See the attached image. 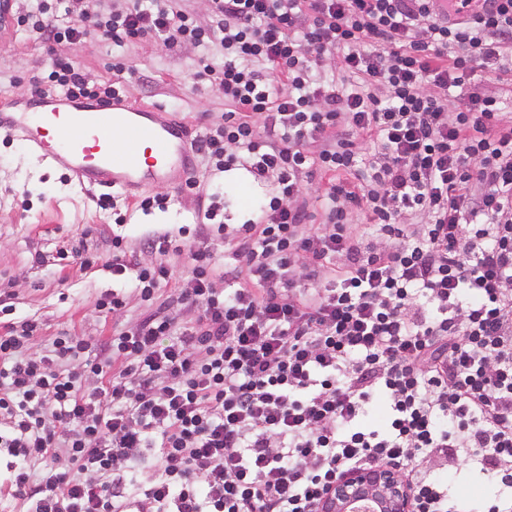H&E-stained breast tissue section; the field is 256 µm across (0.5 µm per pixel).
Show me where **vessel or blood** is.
<instances>
[{
    "mask_svg": "<svg viewBox=\"0 0 512 512\" xmlns=\"http://www.w3.org/2000/svg\"><path fill=\"white\" fill-rule=\"evenodd\" d=\"M0 134L59 167L78 186L133 201L141 188L179 191L197 173V148L184 125L157 104L49 94L0 98Z\"/></svg>",
    "mask_w": 512,
    "mask_h": 512,
    "instance_id": "obj_1",
    "label": "vessel or blood"
}]
</instances>
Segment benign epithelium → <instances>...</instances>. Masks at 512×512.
<instances>
[{"mask_svg": "<svg viewBox=\"0 0 512 512\" xmlns=\"http://www.w3.org/2000/svg\"><path fill=\"white\" fill-rule=\"evenodd\" d=\"M413 494L398 475L385 468L348 473L330 487L319 512H411Z\"/></svg>", "mask_w": 512, "mask_h": 512, "instance_id": "7a95c632", "label": "benign epithelium"}]
</instances>
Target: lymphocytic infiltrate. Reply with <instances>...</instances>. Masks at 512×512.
<instances>
[{"label": "lymphocytic infiltrate", "mask_w": 512, "mask_h": 512, "mask_svg": "<svg viewBox=\"0 0 512 512\" xmlns=\"http://www.w3.org/2000/svg\"><path fill=\"white\" fill-rule=\"evenodd\" d=\"M211 14L0 0L1 27L64 48L31 96L122 91V64L93 82L67 54L91 35L201 48L194 77L230 106L202 156L274 186L221 266L164 233L146 241L158 263L135 268L113 237V275L135 270L154 305L139 324L93 343L63 332L42 354L36 323L0 333L11 498L27 512H319L341 475L390 467L413 512H459L431 469L461 452L512 483V113L479 88L512 70V0H211ZM181 253L191 275L158 301ZM376 396L383 434L366 423Z\"/></svg>", "instance_id": "lymphocytic-infiltrate-1"}]
</instances>
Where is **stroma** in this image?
Masks as SVG:
<instances>
[{"mask_svg":"<svg viewBox=\"0 0 512 512\" xmlns=\"http://www.w3.org/2000/svg\"><path fill=\"white\" fill-rule=\"evenodd\" d=\"M70 53L93 81L111 77L113 58L125 59L133 71L127 96L137 103L165 107L189 121L195 134H204L208 126L224 120L223 94L193 78L198 52L191 46L171 49L153 38L127 44L94 38ZM51 57V48L27 33L0 32V95L25 93V78L46 68ZM197 177L223 201L228 221L237 213L255 217L258 205L271 192L268 184L249 175L225 180L203 159ZM151 192L168 197L166 209L146 213L118 197L113 210H100L93 192L77 186L64 170L40 163L20 142L0 141V293L10 295L16 307L14 320L38 323L37 348L47 347L63 331L93 342L135 325L150 312L134 292L131 276H113L103 265L80 268L76 253L108 254L117 235L135 250L140 265L150 266L157 256L143 240L166 232L208 248L216 262H223L224 234L215 228L201 231L194 195L184 190L175 193L164 185L152 187ZM120 213L125 223H116ZM114 290L126 297L123 311L116 315L99 311L100 298ZM440 476L459 493L462 512L503 493L498 477L476 466L451 467Z\"/></svg>","mask_w":512,"mask_h":512,"instance_id":"obj_1","label":"stroma"}]
</instances>
